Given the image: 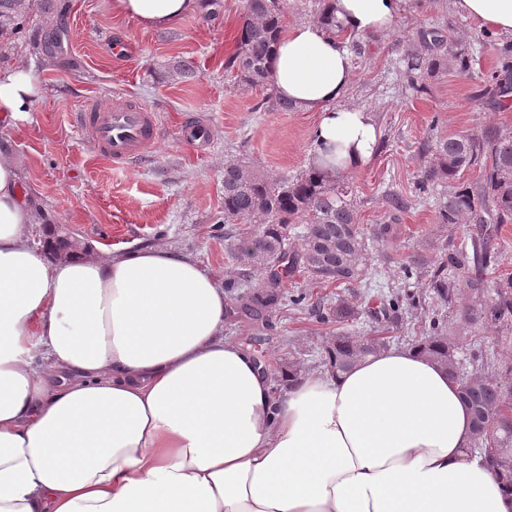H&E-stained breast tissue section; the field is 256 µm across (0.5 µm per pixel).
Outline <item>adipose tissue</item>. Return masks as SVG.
I'll use <instances>...</instances> for the list:
<instances>
[{"label": "adipose tissue", "instance_id": "1", "mask_svg": "<svg viewBox=\"0 0 512 512\" xmlns=\"http://www.w3.org/2000/svg\"><path fill=\"white\" fill-rule=\"evenodd\" d=\"M421 0H330L338 26L297 23L268 81L316 112L308 169L372 157L373 116L346 105L349 38L380 35ZM512 35V0H452ZM199 0H114L166 28ZM38 94L24 66L0 68V123ZM32 203L0 154V512H512L506 488L465 455L472 421L445 369L387 349L273 397L249 350L224 336L216 276L170 248L52 258L32 246Z\"/></svg>", "mask_w": 512, "mask_h": 512}]
</instances>
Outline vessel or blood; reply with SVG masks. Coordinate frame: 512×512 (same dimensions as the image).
<instances>
[{
	"label": "vessel or blood",
	"mask_w": 512,
	"mask_h": 512,
	"mask_svg": "<svg viewBox=\"0 0 512 512\" xmlns=\"http://www.w3.org/2000/svg\"><path fill=\"white\" fill-rule=\"evenodd\" d=\"M72 122L93 153L116 167L147 157L161 130L159 112L133 96L91 100Z\"/></svg>",
	"instance_id": "b4317fda"
}]
</instances>
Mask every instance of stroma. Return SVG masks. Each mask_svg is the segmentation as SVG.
<instances>
[{
	"label": "stroma",
	"instance_id": "obj_1",
	"mask_svg": "<svg viewBox=\"0 0 512 512\" xmlns=\"http://www.w3.org/2000/svg\"><path fill=\"white\" fill-rule=\"evenodd\" d=\"M65 3V24L31 16L7 58L27 65L40 90L26 121L0 126V153L14 156L22 188L46 216L31 225V240L43 241L55 224L92 247L162 244L196 260L220 284L238 280L224 238V166L241 161L274 176L296 175L313 148L317 113L262 109V90L238 84L228 69L245 0H221L216 15L203 8L161 29L140 27L115 11L113 0ZM429 25L448 26L455 44L473 49V67L465 76L437 73L417 95L405 88L400 59L417 48L418 30ZM40 32L48 36V51L30 45ZM480 34L475 22L453 10L452 0H424L418 14L401 17L392 31L350 42L353 82L346 102L371 112L378 129L373 158L350 178L357 222L368 230L399 225L393 247L400 256L419 250L434 255L448 239L469 234L465 224L451 231L437 226L432 199L419 197L422 143L488 126L512 131V108L494 112L476 99L495 65L493 49L477 46ZM128 95L159 112L162 128L146 159L120 169L90 151L72 115L88 99ZM190 116L207 128L205 150L181 137ZM388 189L409 198L410 207L390 212L382 200ZM448 322L494 364H512V341L496 342L493 332L453 313ZM269 326L277 338L269 350L273 361L319 370L333 328L285 307L271 313Z\"/></svg>",
	"mask_w": 512,
	"mask_h": 512
}]
</instances>
